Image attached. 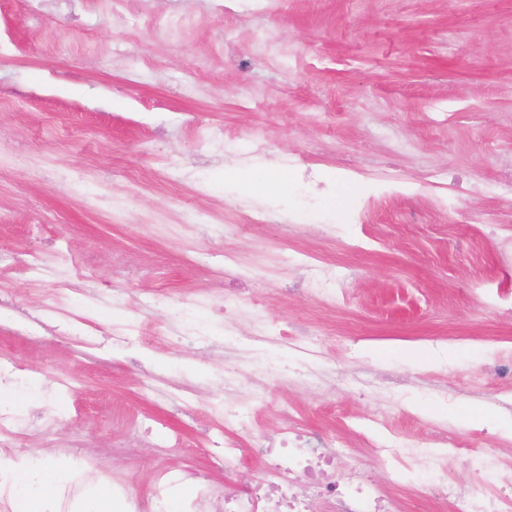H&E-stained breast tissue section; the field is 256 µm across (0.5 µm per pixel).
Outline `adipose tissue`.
Instances as JSON below:
<instances>
[{"label": "adipose tissue", "mask_w": 512, "mask_h": 512, "mask_svg": "<svg viewBox=\"0 0 512 512\" xmlns=\"http://www.w3.org/2000/svg\"><path fill=\"white\" fill-rule=\"evenodd\" d=\"M62 476L56 467L36 472L27 462L0 459V483L9 488L15 512H47L46 493Z\"/></svg>", "instance_id": "obj_1"}]
</instances>
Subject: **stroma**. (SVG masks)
Here are the masks:
<instances>
[{"label": "stroma", "instance_id": "35a3bbf8", "mask_svg": "<svg viewBox=\"0 0 512 512\" xmlns=\"http://www.w3.org/2000/svg\"><path fill=\"white\" fill-rule=\"evenodd\" d=\"M175 7L185 20L172 37L156 20ZM0 39V95L28 103L0 115V254L18 308L39 320L31 330L0 311V358L22 380L71 383L32 389L21 416L50 414L53 433L23 431L6 457L102 483L119 474L134 495L161 460L189 473L190 493L201 479L255 484L257 457L228 473L209 444L211 407L247 350L260 365L240 390L260 419L254 441L288 422L339 438L342 474L382 488L419 481L378 465L374 445L395 437L512 458L500 426L512 418V315L475 292L482 278L512 290L499 258L512 240V0H152L118 21L94 0L37 23L0 0ZM271 166L292 184L317 169L311 203L260 192L256 172ZM339 212L349 223L323 237ZM33 248L47 261L37 271L24 266ZM309 255L335 266L332 298L308 289ZM62 282L83 324L46 309ZM167 297L214 337L225 305L242 306L239 329L221 349L182 344L161 326ZM118 318L138 319L150 345H113ZM257 323L309 328L311 345L254 341ZM94 325L98 345L84 348ZM405 343L437 361L419 368ZM301 364L318 379L299 381ZM148 378L187 396L192 416L144 394ZM133 416L182 447L123 444Z\"/></svg>", "mask_w": 512, "mask_h": 512}]
</instances>
